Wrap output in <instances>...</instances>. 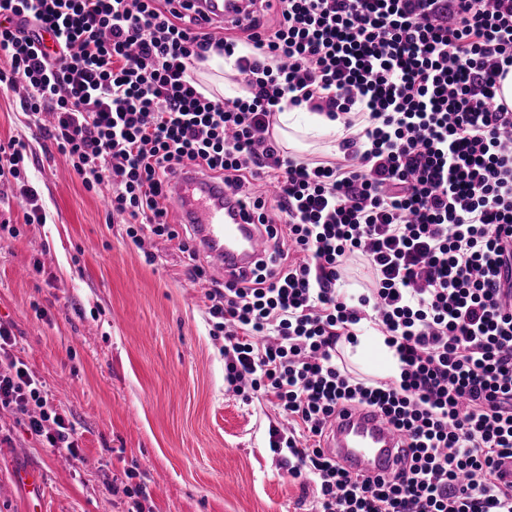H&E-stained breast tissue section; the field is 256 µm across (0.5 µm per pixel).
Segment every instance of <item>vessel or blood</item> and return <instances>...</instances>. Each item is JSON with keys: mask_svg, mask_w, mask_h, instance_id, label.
Here are the masks:
<instances>
[{"mask_svg": "<svg viewBox=\"0 0 512 512\" xmlns=\"http://www.w3.org/2000/svg\"><path fill=\"white\" fill-rule=\"evenodd\" d=\"M200 10L221 29L247 18L254 0H197ZM170 198L189 224L196 248L224 278L250 272L268 254L267 236L223 184L187 169L173 178ZM404 447L403 436L372 411H352L337 417L324 442L326 452L349 472L390 476Z\"/></svg>", "mask_w": 512, "mask_h": 512, "instance_id": "obj_1", "label": "vessel or blood"}]
</instances>
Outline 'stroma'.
I'll list each match as a JSON object with an SVG mask.
<instances>
[{
	"label": "stroma",
	"instance_id": "stroma-1",
	"mask_svg": "<svg viewBox=\"0 0 512 512\" xmlns=\"http://www.w3.org/2000/svg\"><path fill=\"white\" fill-rule=\"evenodd\" d=\"M22 140L47 221L28 224L0 183V322L15 352L74 426L77 454L44 447L20 412L0 409V512H31L19 470L43 478L41 512H127L134 472L142 512H303L313 491L284 477L269 449L270 404L228 391L224 339L170 247L147 255L111 214L107 192L60 178L68 163L14 94L0 95V140Z\"/></svg>",
	"mask_w": 512,
	"mask_h": 512
}]
</instances>
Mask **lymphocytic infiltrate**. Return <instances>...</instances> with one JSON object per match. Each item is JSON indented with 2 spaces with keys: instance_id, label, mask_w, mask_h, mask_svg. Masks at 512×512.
Listing matches in <instances>:
<instances>
[{
  "instance_id": "lymphocytic-infiltrate-1",
  "label": "lymphocytic infiltrate",
  "mask_w": 512,
  "mask_h": 512,
  "mask_svg": "<svg viewBox=\"0 0 512 512\" xmlns=\"http://www.w3.org/2000/svg\"><path fill=\"white\" fill-rule=\"evenodd\" d=\"M261 0L243 38L214 37L194 0H0V87L33 116L87 190L113 189L135 245L158 238L206 276L169 221L168 184L192 167L222 182L269 237L251 275L205 297L229 388L286 420L269 447L311 512H512V0ZM231 60L244 92L216 97L199 63ZM302 108L343 123L336 161L306 162L269 133ZM23 142H0V181L25 221L46 214ZM273 184L275 199L254 183ZM361 260L372 280L344 288ZM382 333L399 375L339 364ZM0 323V407L76 453ZM372 409L406 439L384 480L325 454L337 413Z\"/></svg>"
}]
</instances>
